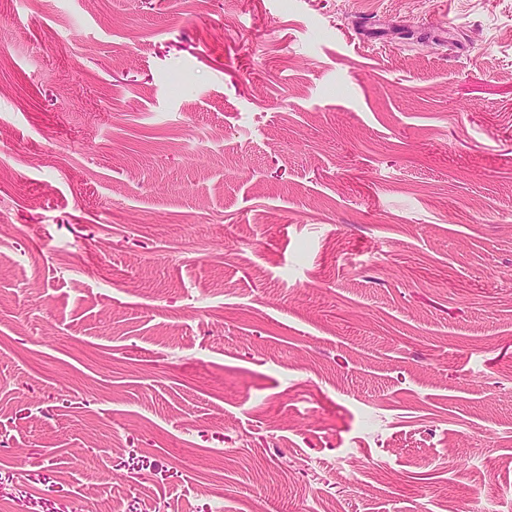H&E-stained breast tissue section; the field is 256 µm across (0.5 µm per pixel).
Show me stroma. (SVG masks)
I'll return each mask as SVG.
<instances>
[{
  "mask_svg": "<svg viewBox=\"0 0 512 512\" xmlns=\"http://www.w3.org/2000/svg\"><path fill=\"white\" fill-rule=\"evenodd\" d=\"M512 512V0H0V512Z\"/></svg>",
  "mask_w": 512,
  "mask_h": 512,
  "instance_id": "stroma-1",
  "label": "stroma"
}]
</instances>
